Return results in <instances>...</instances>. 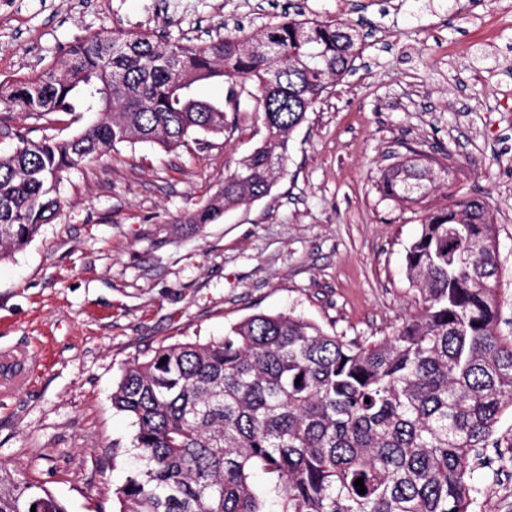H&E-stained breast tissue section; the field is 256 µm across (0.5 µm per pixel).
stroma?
<instances>
[{"label": "stroma", "instance_id": "35a3bbf8", "mask_svg": "<svg viewBox=\"0 0 512 512\" xmlns=\"http://www.w3.org/2000/svg\"><path fill=\"white\" fill-rule=\"evenodd\" d=\"M348 23L364 39L288 140L270 194L201 232L184 216L264 136L252 102L229 132L165 151L120 144L65 173L56 218L0 262V355L24 379L0 393V464L47 485L68 512H113L124 479L112 407L125 364L176 342L223 338L247 316L291 313L349 338L391 335L416 313L406 248L419 212L377 183L414 150L447 165L422 210L483 196L497 230L500 323L512 335V0H0V83L113 30L202 44L284 15ZM475 473L471 512H512L497 448Z\"/></svg>", "mask_w": 512, "mask_h": 512}]
</instances>
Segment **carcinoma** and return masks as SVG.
Instances as JSON below:
<instances>
[{"mask_svg": "<svg viewBox=\"0 0 512 512\" xmlns=\"http://www.w3.org/2000/svg\"><path fill=\"white\" fill-rule=\"evenodd\" d=\"M358 38L334 20L286 16L250 37L206 44L122 31L77 40L0 91V134L17 140L0 152V261L56 216L69 169L120 143L171 152L192 134L224 133V109L192 94L204 80L230 83L236 112L242 99L254 102L265 135L187 214L186 231L266 196L286 173L290 132L352 71ZM79 113L91 122L65 140L11 125ZM440 172L412 151L379 185L387 199L417 204ZM405 260L421 307L390 336L361 343L260 313L220 340L164 346L125 365L112 407L135 427L137 464L113 491L115 512H470L475 459L497 447L496 424L512 410V336L498 331L486 205L455 200L425 213ZM259 471L264 494L254 486ZM0 512L68 510L0 464Z\"/></svg>", "mask_w": 512, "mask_h": 512, "instance_id": "obj_1", "label": "carcinoma"}]
</instances>
